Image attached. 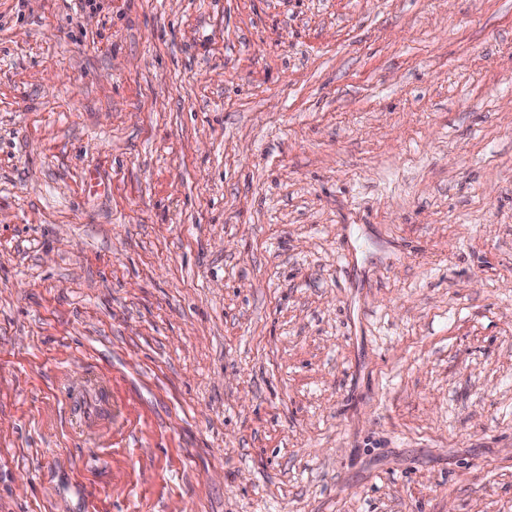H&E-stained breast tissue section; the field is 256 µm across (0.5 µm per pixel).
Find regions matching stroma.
Returning a JSON list of instances; mask_svg holds the SVG:
<instances>
[{
	"mask_svg": "<svg viewBox=\"0 0 512 512\" xmlns=\"http://www.w3.org/2000/svg\"><path fill=\"white\" fill-rule=\"evenodd\" d=\"M0 0V512H512V0Z\"/></svg>",
	"mask_w": 512,
	"mask_h": 512,
	"instance_id": "35a3bbf8",
	"label": "stroma"
}]
</instances>
